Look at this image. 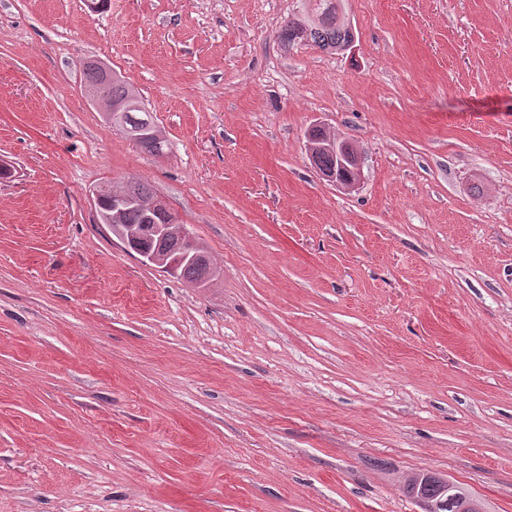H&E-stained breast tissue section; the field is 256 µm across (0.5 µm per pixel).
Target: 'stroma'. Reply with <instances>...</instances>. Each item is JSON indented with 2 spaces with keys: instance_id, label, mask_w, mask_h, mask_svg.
<instances>
[{
  "instance_id": "stroma-1",
  "label": "stroma",
  "mask_w": 512,
  "mask_h": 512,
  "mask_svg": "<svg viewBox=\"0 0 512 512\" xmlns=\"http://www.w3.org/2000/svg\"><path fill=\"white\" fill-rule=\"evenodd\" d=\"M0 0V512H421L434 471L512 512V0ZM143 96L161 157L84 92ZM361 153L349 190L307 131ZM149 182L196 288L117 245ZM300 10L288 20L278 38L285 48L313 45L325 52H345L353 37L342 15V0H304ZM355 37L349 45L354 47ZM100 198L103 209L112 211L116 215V225L112 227L113 234H117L118 224L125 231L139 232L150 226H165V215L154 210L158 208L165 210L168 214V225L166 233L169 234V224L178 225V236L182 240L184 247L193 248L194 240L186 225H182L181 219L172 213L161 198L157 197V192L146 182L131 180L119 188L114 189L110 184L100 185ZM153 208L150 203L155 198ZM119 245L127 250V240L125 236L117 234L115 237ZM200 251L205 255L204 259L201 260H186L178 268L176 273L163 270L167 274L184 280L192 284H200L210 278L214 273L213 265L206 254V252L200 247ZM409 494L411 498H425L433 504L446 501V496L442 493L440 474L434 472L419 474V480L411 484Z\"/></svg>"
}]
</instances>
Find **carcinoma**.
I'll return each mask as SVG.
<instances>
[{
	"instance_id": "1",
	"label": "carcinoma",
	"mask_w": 512,
	"mask_h": 512,
	"mask_svg": "<svg viewBox=\"0 0 512 512\" xmlns=\"http://www.w3.org/2000/svg\"><path fill=\"white\" fill-rule=\"evenodd\" d=\"M342 0H302L300 10L288 20L279 32L282 46L290 48L297 44L313 45L325 52H344L353 37L349 22L342 15ZM85 86L91 95L100 92L101 73L93 62L84 65ZM108 95L112 100V125L128 139L135 142L146 152L161 156L167 153L169 143L155 124H146L153 120L143 98L138 91L118 76H112ZM309 142L317 146L315 165L319 172L335 173L343 178L354 176L350 163H341L336 150L328 145L336 142L324 128L309 131ZM104 209L116 215V223L124 231L139 232L150 226H162L165 215L151 208L150 203L157 197L153 187L142 181L131 180L114 189L110 184L99 187ZM214 273L209 258L183 262L173 277L192 284H200ZM409 494L412 498H425L436 504V512H455L456 507H441L446 500L442 493L440 475L434 472L422 473L419 480L411 484Z\"/></svg>"
}]
</instances>
